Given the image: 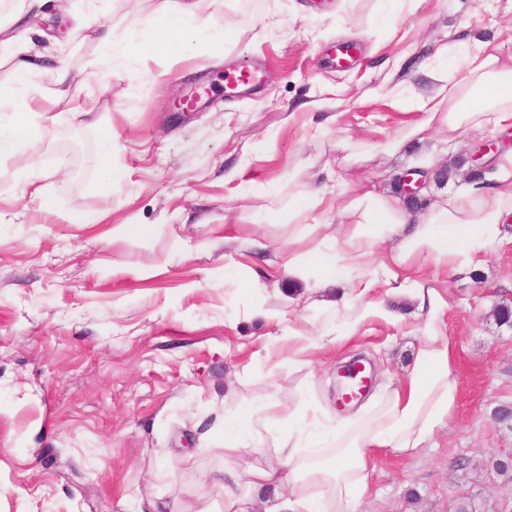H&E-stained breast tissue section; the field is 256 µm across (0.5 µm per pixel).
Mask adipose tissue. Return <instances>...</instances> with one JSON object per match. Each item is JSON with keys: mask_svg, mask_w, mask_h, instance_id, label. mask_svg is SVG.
I'll use <instances>...</instances> for the list:
<instances>
[{"mask_svg": "<svg viewBox=\"0 0 512 512\" xmlns=\"http://www.w3.org/2000/svg\"><path fill=\"white\" fill-rule=\"evenodd\" d=\"M12 26L0 25V50L17 60L20 79L13 95L0 100V158L17 153L26 137L41 132L49 115L35 110L23 85L34 74L49 75L64 92L70 72L63 54H33L20 34L43 15L47 0H22ZM197 0H172L158 18L141 20L146 40L160 50H183L209 38ZM421 121L377 148L344 140L339 148L345 176L326 178L316 188L288 197V241L316 237V244L289 257L282 267L289 278L306 283H346L340 298L357 315L321 335L294 332L303 345H333L352 339L363 322L390 312L370 294L378 283L395 285L425 314L423 339L407 376L391 385L385 399L355 416L334 420L311 415L302 403L289 406L269 463L263 442L253 433L260 425L258 408L216 419L228 452L223 468L207 482L224 491V512H360L368 488L373 456L381 451L411 455L436 447L458 399L452 369V344L445 334L449 301L427 287L426 268L448 273L484 262L504 244L505 224L512 222V150L498 155L487 182L466 180L416 215L398 194L358 183L360 170L380 155H393L435 133L456 138L463 129L504 131L512 128V55L486 42L468 46L455 77L440 78L429 94L419 96ZM336 214L333 235L310 223L313 213Z\"/></svg>", "mask_w": 512, "mask_h": 512, "instance_id": "ef3b65f1", "label": "adipose tissue"}]
</instances>
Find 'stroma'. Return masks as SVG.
<instances>
[{
  "label": "stroma",
  "instance_id": "35a3bbf8",
  "mask_svg": "<svg viewBox=\"0 0 512 512\" xmlns=\"http://www.w3.org/2000/svg\"><path fill=\"white\" fill-rule=\"evenodd\" d=\"M167 0H97L84 26L83 0H50L25 38L32 50L65 44L70 81L56 94L32 76V106L56 120L0 159V512H123L141 492L176 502L180 512H224L220 488L204 476L224 465L214 415L263 402L280 419L302 399L335 412L336 370L362 355L374 365L370 398L408 372L418 336L373 317L345 347L298 353L287 339L303 326L324 333L349 313L336 287L307 288L280 273L281 255L260 260L239 243L200 249L239 234L287 244L281 214L289 191L313 185L324 166L342 167L340 140L384 142L421 117L410 84L435 49L447 45L454 76L471 40L512 54V0H203L201 15L226 31L219 42L185 51L138 49L135 20ZM111 24V63L100 60L99 24ZM341 43L360 54L347 69ZM267 60L255 93L226 96L224 65ZM209 89L194 112L174 110L178 95ZM89 102L99 125L69 113ZM323 134H316V127ZM112 134L119 177L103 184L89 159ZM505 150L512 131L491 133ZM486 137L455 142L432 134L425 145L365 168L362 178L394 188L408 168L447 171L424 196L454 188L473 169ZM36 167L53 201L24 194ZM87 224H73V216ZM141 224L144 235L108 245L96 233ZM191 247L180 257L176 244ZM449 295L447 334L458 400L438 445L413 457L378 453L363 512H512V244L479 266L436 274Z\"/></svg>",
  "mask_w": 512,
  "mask_h": 512
}]
</instances>
